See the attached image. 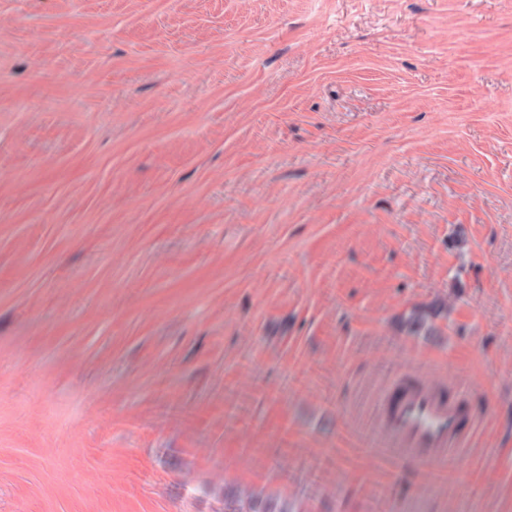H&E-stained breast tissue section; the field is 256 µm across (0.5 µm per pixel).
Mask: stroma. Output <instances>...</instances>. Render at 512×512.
<instances>
[{"mask_svg":"<svg viewBox=\"0 0 512 512\" xmlns=\"http://www.w3.org/2000/svg\"><path fill=\"white\" fill-rule=\"evenodd\" d=\"M251 490L512 512V0H0V512ZM384 425L398 449L419 460L447 458L473 428V416L459 388L450 391L400 380L383 399Z\"/></svg>","mask_w":512,"mask_h":512,"instance_id":"1","label":"stroma"}]
</instances>
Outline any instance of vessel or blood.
Returning <instances> with one entry per match:
<instances>
[{"label": "vessel or blood", "mask_w": 512, "mask_h": 512, "mask_svg": "<svg viewBox=\"0 0 512 512\" xmlns=\"http://www.w3.org/2000/svg\"><path fill=\"white\" fill-rule=\"evenodd\" d=\"M383 420L401 452L425 461L446 458L473 428L459 388L441 389L414 380L398 381L388 390Z\"/></svg>", "instance_id": "1"}]
</instances>
